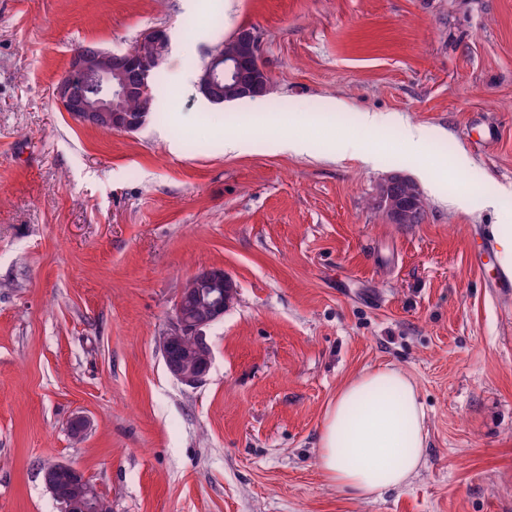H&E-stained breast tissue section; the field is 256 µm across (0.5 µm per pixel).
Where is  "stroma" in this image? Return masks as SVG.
<instances>
[{"instance_id":"stroma-1","label":"stroma","mask_w":512,"mask_h":512,"mask_svg":"<svg viewBox=\"0 0 512 512\" xmlns=\"http://www.w3.org/2000/svg\"><path fill=\"white\" fill-rule=\"evenodd\" d=\"M243 26L271 91L212 103L199 79ZM155 27L153 119L111 133L61 108L78 44L122 51ZM230 135L247 150L225 153ZM288 136L309 153L279 151ZM351 139L377 163L340 156ZM426 167L422 223L371 209ZM511 185L512 0H0V512H62L51 461L112 512H512V292L471 262L497 254L512 209L483 198ZM210 267L237 299L191 388L159 338ZM385 365L416 383L427 445L408 486L359 497L317 443L337 390ZM47 471H60L66 473L72 480L86 483L87 477L84 472L77 466L60 461H54L47 463L45 465ZM65 475H56L54 477V482L57 489V496L59 499L66 501L75 497L76 495V486L70 480V478Z\"/></svg>"}]
</instances>
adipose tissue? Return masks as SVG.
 I'll use <instances>...</instances> for the list:
<instances>
[{
	"label": "adipose tissue",
	"instance_id": "obj_1",
	"mask_svg": "<svg viewBox=\"0 0 512 512\" xmlns=\"http://www.w3.org/2000/svg\"><path fill=\"white\" fill-rule=\"evenodd\" d=\"M425 411L401 369L368 370L346 383L329 406L317 458L330 484L360 497L406 486L425 446Z\"/></svg>",
	"mask_w": 512,
	"mask_h": 512
}]
</instances>
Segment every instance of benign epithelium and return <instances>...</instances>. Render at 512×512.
<instances>
[{"label":"benign epithelium","instance_id":"benign-epithelium-1","mask_svg":"<svg viewBox=\"0 0 512 512\" xmlns=\"http://www.w3.org/2000/svg\"><path fill=\"white\" fill-rule=\"evenodd\" d=\"M139 47L111 52L89 47L73 53L66 75L56 84L54 94L64 111L90 126L102 120L112 122L119 131H134L144 125L145 112L133 113L127 102L148 98L145 76L157 67L168 50L166 30L151 28L138 40ZM245 57L214 54L199 82L206 97L224 93V84L235 86L236 95L259 97L255 85L244 80ZM236 295V284L224 270L204 269L191 277L181 289L170 318L169 328L160 337L166 369L181 384L195 387L209 374L213 355L206 330L224 316ZM48 471L66 473L84 483V472L60 461L45 465ZM112 504L101 501L97 491L87 485L82 500L69 507L71 512H108Z\"/></svg>","mask_w":512,"mask_h":512}]
</instances>
